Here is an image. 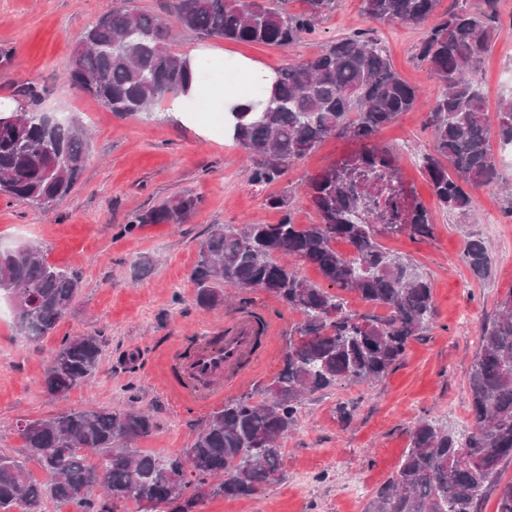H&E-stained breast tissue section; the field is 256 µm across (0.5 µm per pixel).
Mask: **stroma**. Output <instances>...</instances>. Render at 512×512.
<instances>
[{
  "label": "stroma",
  "mask_w": 512,
  "mask_h": 512,
  "mask_svg": "<svg viewBox=\"0 0 512 512\" xmlns=\"http://www.w3.org/2000/svg\"><path fill=\"white\" fill-rule=\"evenodd\" d=\"M119 0H0V101L58 113L79 120L92 133V152L75 191L51 211L0 198V249L40 245L48 263L74 271L80 293L54 332L27 342L13 314L0 319V450L23 454L16 424L71 409H98L126 403L154 421L150 436L135 448L158 457L182 453L212 411L183 401L166 381V355L176 343L191 346L231 326L239 312L272 319L278 329L270 353L256 375L237 394L263 400L280 372L290 336L302 324L300 313L262 289L233 290V300L208 309L197 305L191 273L200 243L218 225L276 224L291 218L313 224L318 215L303 188L310 178L358 150L343 136L326 138L271 183H256V159L224 135L198 134L169 116L111 112L94 97L64 80L77 36ZM439 16L417 26L375 22L362 0H336L314 33L288 48L221 39L187 37L169 26L170 47L185 56L214 48L226 59L220 75L232 90L246 79L235 59L246 57L268 69L306 60L326 45L359 31L387 49L402 78L426 92L440 82L416 57V48ZM489 108L512 90V0H498L494 47L480 71ZM425 107L401 114L382 129L377 143L399 159L408 188L433 216L434 233L425 239H383L428 277L435 316L426 333L414 339L404 360L381 380L344 382L305 400L298 424L283 441L284 480L252 501L217 496L200 512H363L369 497L391 476L409 444V432L423 415L461 433L472 424L468 377L478 344V328L512 291V217L499 187L475 192L476 206L465 217L442 210L421 172L423 154L433 139L424 126ZM201 196L197 213L183 224H146L134 233L122 228L136 213L174 194ZM285 195L288 211L269 208L267 199ZM488 251L489 270L479 276L463 261L470 237ZM73 336H95L102 343L99 367L88 384L54 399L43 390L55 349ZM347 405L348 422H339L337 405Z\"/></svg>",
  "instance_id": "stroma-1"
}]
</instances>
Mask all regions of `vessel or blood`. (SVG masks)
<instances>
[{"label": "vessel or blood", "instance_id": "vessel-or-blood-1", "mask_svg": "<svg viewBox=\"0 0 512 512\" xmlns=\"http://www.w3.org/2000/svg\"><path fill=\"white\" fill-rule=\"evenodd\" d=\"M272 333V326L259 325L254 315L244 313L224 335L200 341L189 359H182L180 347H173L168 355L172 387L199 404L222 400L225 386L246 366L261 363L264 347L257 344V336Z\"/></svg>", "mask_w": 512, "mask_h": 512}]
</instances>
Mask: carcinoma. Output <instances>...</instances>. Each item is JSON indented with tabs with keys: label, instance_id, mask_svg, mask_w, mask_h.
Listing matches in <instances>:
<instances>
[{
	"label": "carcinoma",
	"instance_id": "carcinoma-1",
	"mask_svg": "<svg viewBox=\"0 0 512 512\" xmlns=\"http://www.w3.org/2000/svg\"><path fill=\"white\" fill-rule=\"evenodd\" d=\"M455 2L417 48V57L440 81L426 111L433 153L423 157L422 168L440 207L465 217L474 208V191L501 180L492 133L499 144H512V96L491 117L479 89L498 0H481L479 7L475 0ZM333 4L305 0L297 14L272 0H174L173 18L186 34L286 48L314 32ZM439 4L363 0V12L371 20L417 26ZM167 33L158 16L114 6L78 36L68 79L117 114L150 115L185 92L191 80L186 58L172 51ZM276 74L272 89L256 88L261 112L235 113V140L259 157L252 181L276 180L337 133L359 143L360 150L309 181L318 223L295 224L286 217L278 224L218 225L200 244L193 272L199 306L222 303L226 286L261 288L304 316L265 400L243 395L225 402L211 412L190 448L165 458L130 447L154 428L133 394L121 410L26 419L16 424L17 432L51 481L35 482L23 458L0 452V512H40L45 497L72 504L76 512H118L129 502L143 512H197L218 495L253 500L283 480L281 440L297 425L306 398L340 382L383 378L427 330L435 315L431 283L379 238H427L432 216L406 188L394 155L375 143L384 127L416 108L419 90L363 32ZM90 149V134L77 120L49 125L35 110L1 111L0 196L53 209L74 191ZM367 176L387 185L391 198L385 209L373 204ZM201 203V197L181 192L131 217L124 231L183 224ZM338 240L351 251L337 250ZM289 258L314 266L325 285L300 276ZM463 260L478 275L488 270L479 239L466 242ZM80 288L77 275L48 263L36 245L0 251V294H18L15 325L28 341L54 332ZM344 293L384 314L346 311ZM478 335L468 378L471 429L457 435L434 417L418 420L398 469L364 512H478L493 489L496 512H512V481L501 483L503 468L512 463V291L494 317L480 324ZM101 356L95 336L63 340L50 358L44 392L64 397L91 379Z\"/></svg>",
	"mask_w": 512,
	"mask_h": 512
}]
</instances>
